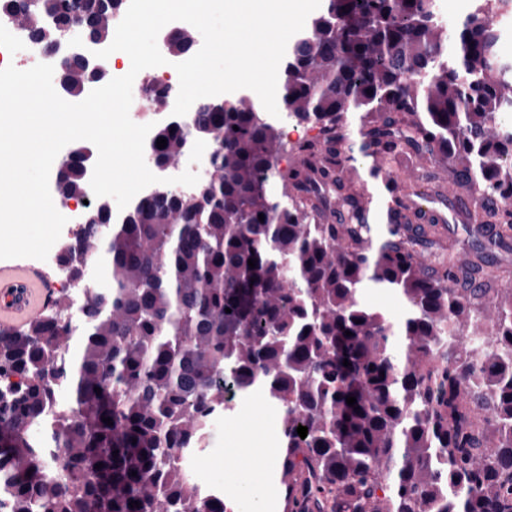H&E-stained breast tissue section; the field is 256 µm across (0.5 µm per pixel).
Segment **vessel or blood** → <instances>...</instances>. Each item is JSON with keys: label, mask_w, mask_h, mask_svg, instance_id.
<instances>
[{"label": "vessel or blood", "mask_w": 512, "mask_h": 512, "mask_svg": "<svg viewBox=\"0 0 512 512\" xmlns=\"http://www.w3.org/2000/svg\"><path fill=\"white\" fill-rule=\"evenodd\" d=\"M380 186L366 196L362 217L367 223L394 224L402 222L404 214L396 209L383 186L388 176H381ZM55 294L49 281L36 269L20 266L0 268V325L9 326L16 320L25 319L35 311L51 305Z\"/></svg>", "instance_id": "b4317fda"}]
</instances>
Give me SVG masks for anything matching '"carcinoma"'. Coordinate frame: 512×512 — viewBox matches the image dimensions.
I'll use <instances>...</instances> for the list:
<instances>
[{"mask_svg": "<svg viewBox=\"0 0 512 512\" xmlns=\"http://www.w3.org/2000/svg\"><path fill=\"white\" fill-rule=\"evenodd\" d=\"M121 6L0 0V15L51 34L75 25L102 43ZM511 10L479 0L450 27L437 0H323L278 84L288 116L318 139L286 143L246 99H204L157 128L161 162L190 138L213 146L208 181L77 232L60 261L75 278L99 248L112 282L87 292L78 320L67 303L0 328V512H231L184 459L227 409L225 393L255 385L281 415L285 512H512V288L498 287L490 259L512 245V124L501 122L512 62L497 54ZM194 42L177 29L167 51ZM58 68L63 94L90 85L79 61ZM352 112L372 177L405 152L464 172L479 207L464 229L481 235L467 261L423 262L435 224L420 212L379 228L347 195V223H321L331 187L342 190L333 175L354 160ZM86 150L59 165L58 199L89 192ZM287 151L298 162L281 169ZM368 288L396 293L405 314L387 318Z\"/></svg>", "mask_w": 512, "mask_h": 512, "instance_id": "obj_1", "label": "carcinoma"}]
</instances>
